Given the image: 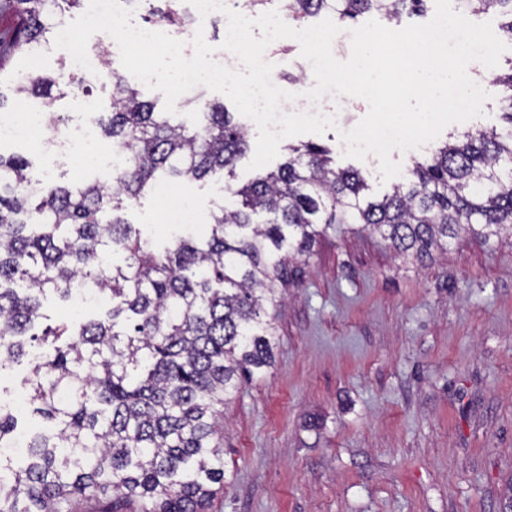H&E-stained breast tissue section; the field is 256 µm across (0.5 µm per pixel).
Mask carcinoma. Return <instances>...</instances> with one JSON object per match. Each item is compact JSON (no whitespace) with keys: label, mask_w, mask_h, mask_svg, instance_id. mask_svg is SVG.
Returning <instances> with one entry per match:
<instances>
[{"label":"carcinoma","mask_w":512,"mask_h":512,"mask_svg":"<svg viewBox=\"0 0 512 512\" xmlns=\"http://www.w3.org/2000/svg\"><path fill=\"white\" fill-rule=\"evenodd\" d=\"M428 0H239L258 16L278 4L296 27L322 14L347 25L375 11L400 24ZM464 16L495 12L512 40V0H457ZM81 0H0L13 21L0 37V76L14 97L56 102L95 81L60 62L53 73L16 74L17 62L50 49ZM154 20L193 21L182 0ZM110 111L102 139L121 151L112 184L48 185L31 161L0 151V371L29 359L26 401L47 428L24 432L0 405V448L25 439L22 465L0 458V512H204L224 492V401L273 362L288 265L330 230L378 234L397 255L424 261L460 232L512 241V68L494 73L508 127L468 132L417 160L378 200L361 196L360 171L337 169L313 142L288 146L277 169L226 185L229 204L209 234L159 248L123 212L162 177L202 180L233 169L247 133L222 102L201 101L199 125L172 120L107 66ZM125 253V263L110 262ZM82 278L107 307L40 328L47 293L71 299Z\"/></svg>","instance_id":"obj_1"}]
</instances>
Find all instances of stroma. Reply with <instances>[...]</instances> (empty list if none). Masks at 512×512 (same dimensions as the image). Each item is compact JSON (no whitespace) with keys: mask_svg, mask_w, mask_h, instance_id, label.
I'll list each match as a JSON object with an SVG mask.
<instances>
[{"mask_svg":"<svg viewBox=\"0 0 512 512\" xmlns=\"http://www.w3.org/2000/svg\"><path fill=\"white\" fill-rule=\"evenodd\" d=\"M336 128L311 135L336 167L390 192L339 133L369 110L324 97ZM233 174L161 184L127 218L160 245L165 194L202 233ZM275 312L274 365L224 405V492L208 512H512V246L464 237L417 262L377 237L332 233L295 263Z\"/></svg>","mask_w":512,"mask_h":512,"instance_id":"stroma-1","label":"stroma"}]
</instances>
